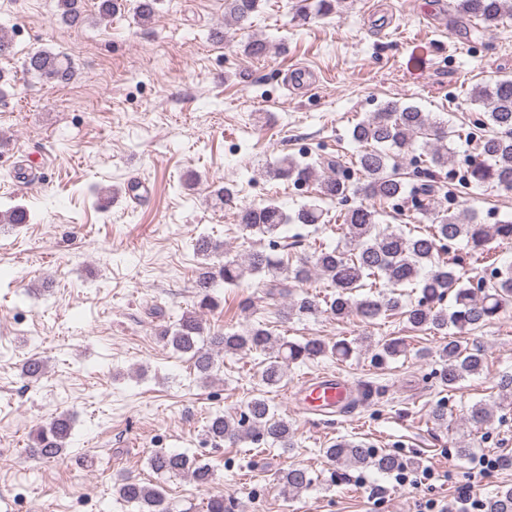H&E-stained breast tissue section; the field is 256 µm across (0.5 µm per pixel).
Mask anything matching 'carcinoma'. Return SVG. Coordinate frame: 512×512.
Segmentation results:
<instances>
[{
    "label": "carcinoma",
    "mask_w": 512,
    "mask_h": 512,
    "mask_svg": "<svg viewBox=\"0 0 512 512\" xmlns=\"http://www.w3.org/2000/svg\"><path fill=\"white\" fill-rule=\"evenodd\" d=\"M127 0H98L97 15L106 19L126 8ZM261 0H224V15L234 23L247 28ZM84 0H58L60 19L71 27H80L88 20ZM161 0H134L137 20L144 24L152 20ZM343 0H298L296 15L302 19L325 16L337 11ZM452 11L462 24L478 21L486 27L496 26L506 17H512V0H453ZM244 52L261 57L268 51V42L250 36L244 42ZM27 73L47 83H66L72 76L69 59L48 50L31 52L25 60ZM470 99L483 111L472 121L475 131L467 132L474 138L480 132L479 153L471 159L465 175L468 191L485 186L512 191V78L478 84L471 89ZM352 140L361 145L352 165L359 178L352 182L340 174L342 164L331 158L308 163L292 155H283L269 166L274 179L317 185L315 200L299 204L285 211L274 200L237 207V194L229 186L213 192L214 204L239 208L238 219L243 231L273 239L290 224L302 228L317 227L323 223L325 209L321 203L344 201L349 196H363L381 204L410 199V209L419 215L418 222L426 229L415 234L406 233L388 225L380 227L383 211L373 204L362 202L340 213L344 245L334 248L318 246L309 257L299 258L296 264L284 262L263 252L250 255L248 264L235 259L223 263L204 262L198 268L195 288L199 307H217L211 288L222 281L238 285L246 275L263 271L284 275L282 285L294 286L319 274L327 279L332 292L322 298L301 293L289 302L288 315L298 318L327 315L339 320L357 316L373 324L382 317L398 315L418 331L453 330L460 336L482 328L497 318L504 307L512 303V265L496 266L493 243H512V216H504L493 224H484L476 213L466 214L452 205L438 206L434 202L436 174L453 161L456 151L453 138L462 133L445 128L442 120L413 105L388 104L354 125ZM422 138L420 153L409 159L414 183L404 182L396 152L416 138ZM30 217L23 207L14 206L0 212V223L27 224ZM458 242L492 265L488 281L472 277L460 269L458 259L450 251ZM197 254L208 259L221 245L208 236L195 242ZM383 281L393 288L384 294L375 290ZM412 286L418 296L402 300L397 288ZM367 288L365 295L358 294ZM159 336L166 345L188 356L191 368L201 378H210L216 369L215 357L221 353L258 352L265 355L259 371L263 387L278 386L286 369L297 363L331 356L346 361L362 342L339 340L332 345L317 338L290 341L277 337L265 323L251 324L241 330L209 332L197 312L187 310L172 325H162ZM374 359L383 362L403 351L402 342L388 340L377 343ZM441 369L438 371L442 388L453 390L467 377L478 375L484 367V356L479 350H469L458 340H450L440 351ZM45 365L39 357L28 358L21 367L30 379L39 378ZM493 418V409L483 401L467 409V420L482 426ZM71 434L69 419L60 415L35 430L32 452L45 459L62 456L66 440ZM206 435L216 443L249 440L258 447H295L296 432L292 424L279 414L262 394L248 399L239 416L211 415L206 424ZM320 452L330 461L354 467H372L388 474L405 462L399 457L367 448L360 441L341 438ZM156 474L188 473L200 487H208L213 470L207 464H198L183 453L156 451L148 461ZM290 494H298L321 481L316 471L302 466H289L279 477ZM114 490L117 496L138 508V512H173L172 503L163 491L138 479H119ZM485 512H512V487L497 489L485 501Z\"/></svg>",
    "instance_id": "carcinoma-1"
}]
</instances>
